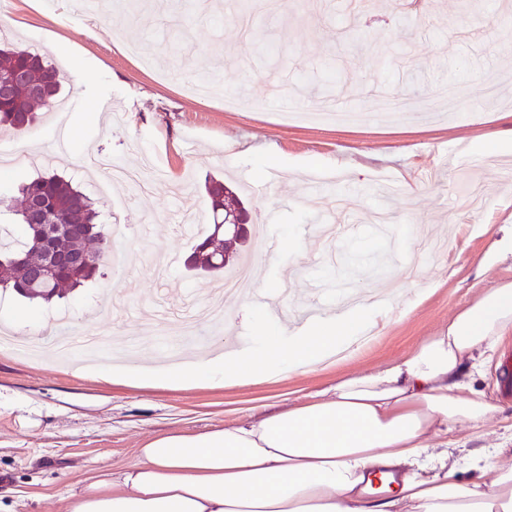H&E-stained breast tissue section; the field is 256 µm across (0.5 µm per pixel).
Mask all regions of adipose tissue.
<instances>
[{
	"mask_svg": "<svg viewBox=\"0 0 512 512\" xmlns=\"http://www.w3.org/2000/svg\"><path fill=\"white\" fill-rule=\"evenodd\" d=\"M512 333V283L485 289L409 354L285 410L191 434L167 431L133 463L98 470L66 512H512V462L461 481L457 425L497 413L466 380Z\"/></svg>",
	"mask_w": 512,
	"mask_h": 512,
	"instance_id": "ef3b65f1",
	"label": "adipose tissue"
}]
</instances>
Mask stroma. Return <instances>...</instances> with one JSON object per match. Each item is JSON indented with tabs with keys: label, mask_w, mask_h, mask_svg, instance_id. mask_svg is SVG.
Masks as SVG:
<instances>
[{
	"label": "stroma",
	"mask_w": 512,
	"mask_h": 512,
	"mask_svg": "<svg viewBox=\"0 0 512 512\" xmlns=\"http://www.w3.org/2000/svg\"><path fill=\"white\" fill-rule=\"evenodd\" d=\"M222 2L218 22L188 0H143L121 18L94 20L70 16V0H48L45 12L26 0H0L13 41L36 43L62 71L58 101L72 128L68 148L52 150L49 162L6 167L0 198L16 196L41 171L76 177L96 153L150 180L143 191L116 182L96 197L101 212L128 228L118 243L124 262L104 256L102 280L34 309L37 345L48 347L47 318L60 310L69 311L73 334L88 329L113 340L141 335L151 322V340L135 349L138 363L164 349L190 357L201 346L224 349L228 336L246 341L248 317L236 311L233 295L224 301L233 316L218 328L202 326L199 341L169 333L167 309L204 304L224 282L185 267L212 222L209 179L235 190L267 236L291 239L290 249L270 255L253 233L240 251L267 283L288 286L294 311L316 298L332 310L337 295L369 290L385 294L392 310L352 353L255 385L136 389L74 377L54 360L0 353V490H13L0 512H64L79 481L132 463L155 433L201 432L287 408L338 379L401 359L484 289L512 282V187L503 181L512 173V0H282L278 11H250L245 33L237 22L244 0ZM52 12L66 23L53 24ZM260 39L280 58L278 70L260 59ZM63 49L91 62L84 79L69 71ZM200 56L219 61L235 108L184 91ZM328 82L334 109L365 113V123L300 119L312 103L299 86ZM450 85L459 106L438 111L433 92ZM404 97L416 101L415 112L380 118L385 100ZM103 100L113 115L102 112ZM56 120L40 111L24 130L0 129V143H27L42 154ZM461 141L491 145L483 167L454 157ZM345 221L354 226L350 234L322 237L323 225ZM405 225L416 241L440 240L441 253L396 247ZM354 245L379 262L346 273ZM170 251L177 263L163 264ZM414 256L416 281L405 272ZM495 372L488 363L470 381L503 415L478 429L459 426L450 437L466 481H491L481 457L507 444L512 399L499 395Z\"/></svg>",
	"instance_id": "35a3bbf8"
}]
</instances>
